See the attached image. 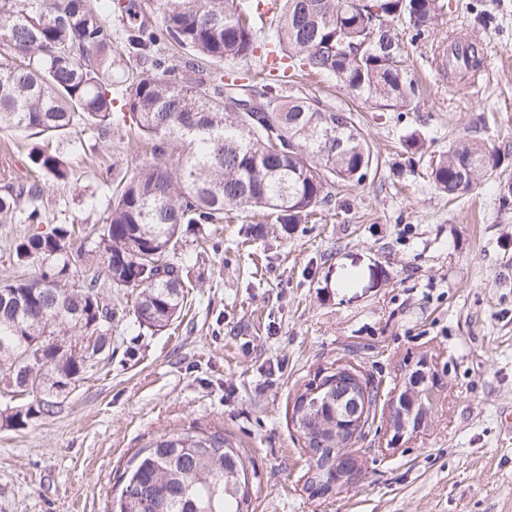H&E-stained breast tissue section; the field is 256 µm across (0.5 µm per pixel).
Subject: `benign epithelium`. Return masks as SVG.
<instances>
[{
  "label": "benign epithelium",
  "instance_id": "benign-epithelium-1",
  "mask_svg": "<svg viewBox=\"0 0 512 512\" xmlns=\"http://www.w3.org/2000/svg\"><path fill=\"white\" fill-rule=\"evenodd\" d=\"M361 390L365 392L367 388L360 378L358 386L351 385L346 390L336 391V413L329 419L317 414L307 399L292 411L293 422L300 432L306 431L307 422H318L319 432L315 435L309 433L305 438V441L316 445V451L309 454L312 482L307 484V489L318 498L332 495L349 483L358 471L353 464L350 447L367 412V403L359 396ZM433 396L426 372L416 371L391 403L388 420L394 434L401 435L416 427Z\"/></svg>",
  "mask_w": 512,
  "mask_h": 512
}]
</instances>
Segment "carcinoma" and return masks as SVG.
I'll return each instance as SVG.
<instances>
[{
	"label": "carcinoma",
	"instance_id": "1",
	"mask_svg": "<svg viewBox=\"0 0 512 512\" xmlns=\"http://www.w3.org/2000/svg\"><path fill=\"white\" fill-rule=\"evenodd\" d=\"M275 52L293 73L336 78L375 112L421 95L402 60L400 34L430 36L439 0H270ZM115 0H0V130L53 138L130 121L152 142L153 160L112 190L101 225L79 243L57 224L22 237L14 260L38 267L0 281V382L30 386L0 420L23 430L51 418L112 355V323L124 308L104 302L100 280L137 288L138 327L159 331L181 312L188 233L206 235L234 211L274 224H306L336 204V187L378 169L350 110L316 97L286 96L282 80L224 75V61L254 54V20L244 0H156L154 25L130 0L132 21L112 31ZM192 72L194 79L183 74ZM417 166L423 145L404 141ZM37 176L0 190V224L46 223L36 201L42 179L74 177L69 158L34 145ZM499 153L467 137L429 161L435 189L457 197L493 174ZM243 460L218 431L163 435L138 451L112 512H245Z\"/></svg>",
	"mask_w": 512,
	"mask_h": 512
}]
</instances>
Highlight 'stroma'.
<instances>
[{
	"label": "stroma",
	"instance_id": "1",
	"mask_svg": "<svg viewBox=\"0 0 512 512\" xmlns=\"http://www.w3.org/2000/svg\"><path fill=\"white\" fill-rule=\"evenodd\" d=\"M429 41L408 49L423 97L410 111H359L376 177L343 188L317 223L285 230L250 212L188 237L190 288L160 331L133 316L112 326V355L59 413L16 431L0 424V512H110L141 448L192 427L224 433L241 454L252 512H512V0H443ZM475 40L485 72H440L436 47ZM287 94L333 107L335 80L295 76ZM419 132L436 156L474 134L503 149L495 175L455 200L423 169L399 170ZM27 132L0 131V189L27 181ZM75 176L47 182L49 225H99L112 189L151 155L128 125L54 138ZM357 366L379 388L353 447L359 474L324 499L301 477L297 393L322 369ZM435 388L419 428L394 438L388 405L410 374Z\"/></svg>",
	"mask_w": 512,
	"mask_h": 512
}]
</instances>
